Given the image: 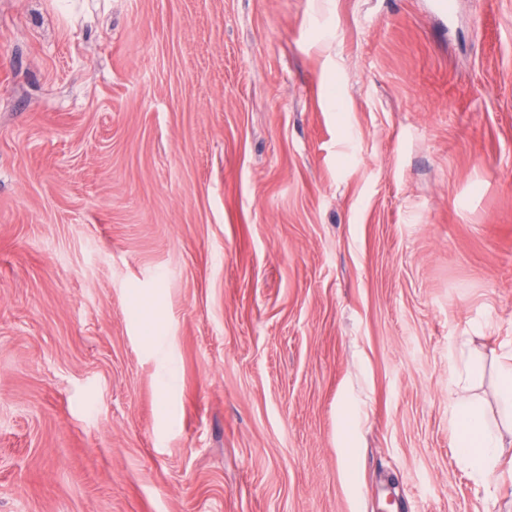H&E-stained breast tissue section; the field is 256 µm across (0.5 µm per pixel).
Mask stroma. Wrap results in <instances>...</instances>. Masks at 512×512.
Here are the masks:
<instances>
[{
  "label": "stroma",
  "mask_w": 512,
  "mask_h": 512,
  "mask_svg": "<svg viewBox=\"0 0 512 512\" xmlns=\"http://www.w3.org/2000/svg\"><path fill=\"white\" fill-rule=\"evenodd\" d=\"M0 0V512H512V0ZM461 356L453 367L455 398L451 403L459 459L479 476L493 471L499 461V448H505L500 424L510 429L512 445V355L497 361V415L471 394L472 385L483 371L482 357L465 355L468 340H462ZM495 414V415H494ZM494 418V421H493ZM493 421V422H492Z\"/></svg>",
  "instance_id": "obj_1"
}]
</instances>
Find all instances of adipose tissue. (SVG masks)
<instances>
[{
    "label": "adipose tissue",
    "mask_w": 512,
    "mask_h": 512,
    "mask_svg": "<svg viewBox=\"0 0 512 512\" xmlns=\"http://www.w3.org/2000/svg\"><path fill=\"white\" fill-rule=\"evenodd\" d=\"M482 371L480 355L460 357L453 367L455 397L451 403L458 457L481 476L498 464L504 445L502 429L512 430V355L497 362L496 408H488L472 393Z\"/></svg>",
    "instance_id": "ef3b65f1"
}]
</instances>
